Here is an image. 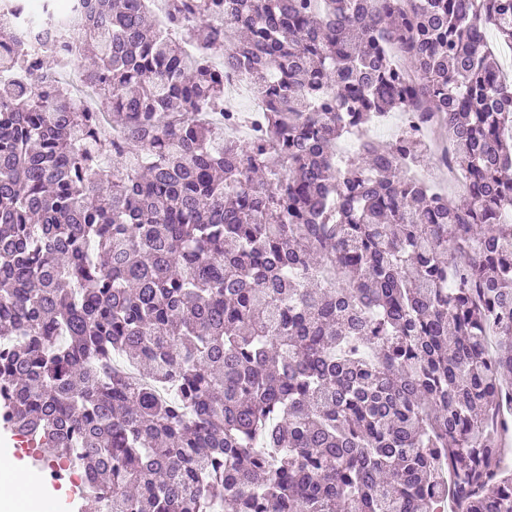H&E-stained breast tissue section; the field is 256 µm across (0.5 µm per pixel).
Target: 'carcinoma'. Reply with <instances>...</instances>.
I'll return each mask as SVG.
<instances>
[{
    "label": "carcinoma",
    "instance_id": "cac0c4a2",
    "mask_svg": "<svg viewBox=\"0 0 512 512\" xmlns=\"http://www.w3.org/2000/svg\"><path fill=\"white\" fill-rule=\"evenodd\" d=\"M95 0L120 144L0 55V426L108 512H512V0ZM266 101L218 139L223 71ZM438 114L424 140L341 139ZM438 160L439 156L435 153L433 148L429 146L428 151L423 154L422 166L426 169L435 168L439 165ZM448 179L455 180L458 183H464L463 176L455 171L448 163L447 146H445L442 163H440L438 170L434 174L426 177V181L435 194L446 196Z\"/></svg>",
    "mask_w": 512,
    "mask_h": 512
}]
</instances>
